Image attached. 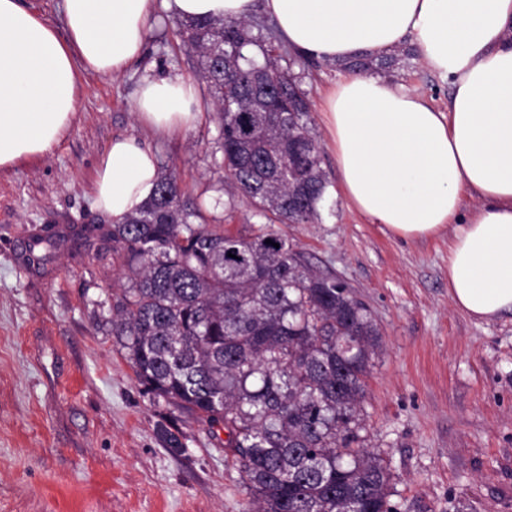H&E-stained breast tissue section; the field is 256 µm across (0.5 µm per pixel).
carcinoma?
I'll use <instances>...</instances> for the list:
<instances>
[{
  "label": "carcinoma",
  "instance_id": "cac0c4a2",
  "mask_svg": "<svg viewBox=\"0 0 512 512\" xmlns=\"http://www.w3.org/2000/svg\"><path fill=\"white\" fill-rule=\"evenodd\" d=\"M177 35L217 105L225 183L268 225L208 223L177 173L161 171L121 223L95 226V257L128 279L100 326L155 400L224 431L245 512H392L390 469L361 435L379 330L347 285L270 228L321 220L327 179L308 101L279 64L282 46L249 21L183 19ZM413 56L339 65L390 73Z\"/></svg>",
  "mask_w": 512,
  "mask_h": 512
}]
</instances>
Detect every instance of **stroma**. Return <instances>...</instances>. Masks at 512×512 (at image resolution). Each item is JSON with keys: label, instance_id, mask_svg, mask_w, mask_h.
<instances>
[{"label": "stroma", "instance_id": "stroma-1", "mask_svg": "<svg viewBox=\"0 0 512 512\" xmlns=\"http://www.w3.org/2000/svg\"><path fill=\"white\" fill-rule=\"evenodd\" d=\"M179 16L153 27L139 61L107 80L84 73L75 120L50 152L0 171V512H243L248 495L219 439L154 403L112 337L98 327L127 280L95 257L98 163L117 136L138 137L175 169L209 222L260 224L224 187L220 127ZM325 140L322 104L344 76L284 52ZM194 83L200 118L160 138L140 125L144 76ZM439 110L447 79L420 58L395 73ZM316 224H281L310 263L345 282L371 312L380 349L366 378L368 447L391 471L393 512H512V314L475 321L448 295L453 228L404 239L345 199L332 150ZM51 243H37V236Z\"/></svg>", "mask_w": 512, "mask_h": 512}]
</instances>
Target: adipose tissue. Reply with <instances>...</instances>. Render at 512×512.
<instances>
[{"instance_id":"ef3b65f1","label":"adipose tissue","mask_w":512,"mask_h":512,"mask_svg":"<svg viewBox=\"0 0 512 512\" xmlns=\"http://www.w3.org/2000/svg\"><path fill=\"white\" fill-rule=\"evenodd\" d=\"M263 7L289 47L314 60L388 53L414 43L451 86L447 111L382 76L348 75L323 105L346 198L406 239L455 225L448 255L453 306L476 320L512 313V0H63V30L0 0V170L48 153L71 127L77 75L112 78L141 55L160 9L183 18H250ZM194 85L144 79L139 122L169 134L198 117ZM158 178L151 149L113 138L94 180L112 219ZM476 200L462 215L463 199Z\"/></svg>"}]
</instances>
